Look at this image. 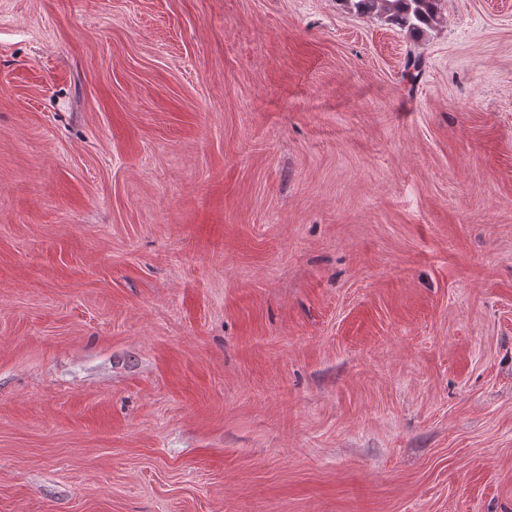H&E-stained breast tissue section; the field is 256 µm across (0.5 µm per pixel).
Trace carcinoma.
I'll use <instances>...</instances> for the list:
<instances>
[{
    "label": "carcinoma",
    "instance_id": "1",
    "mask_svg": "<svg viewBox=\"0 0 512 512\" xmlns=\"http://www.w3.org/2000/svg\"><path fill=\"white\" fill-rule=\"evenodd\" d=\"M363 17H381L389 24L416 37L432 28L440 18L441 0H342Z\"/></svg>",
    "mask_w": 512,
    "mask_h": 512
}]
</instances>
